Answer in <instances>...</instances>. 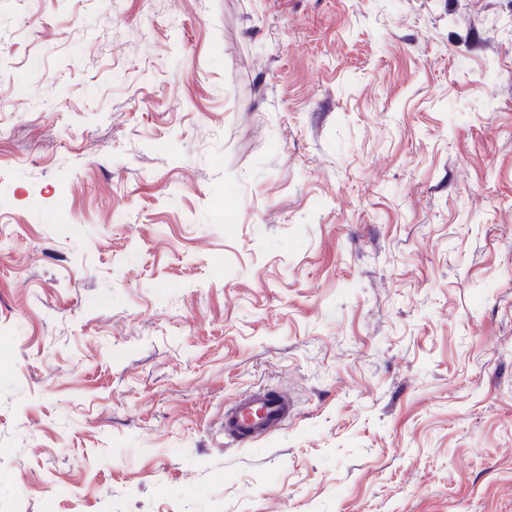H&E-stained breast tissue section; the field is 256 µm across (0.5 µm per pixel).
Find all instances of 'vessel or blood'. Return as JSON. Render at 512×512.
Masks as SVG:
<instances>
[{
	"label": "vessel or blood",
	"mask_w": 512,
	"mask_h": 512,
	"mask_svg": "<svg viewBox=\"0 0 512 512\" xmlns=\"http://www.w3.org/2000/svg\"><path fill=\"white\" fill-rule=\"evenodd\" d=\"M290 394L258 388L242 394L224 410L225 442L255 444L267 439L294 417Z\"/></svg>",
	"instance_id": "vessel-or-blood-1"
}]
</instances>
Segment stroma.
Segmentation results:
<instances>
[{
	"label": "stroma",
	"instance_id": "1",
	"mask_svg": "<svg viewBox=\"0 0 512 512\" xmlns=\"http://www.w3.org/2000/svg\"><path fill=\"white\" fill-rule=\"evenodd\" d=\"M0 512H512V0H0ZM290 394L257 388L242 394L224 410V442L256 444L288 424L294 417Z\"/></svg>",
	"mask_w": 512,
	"mask_h": 512
}]
</instances>
